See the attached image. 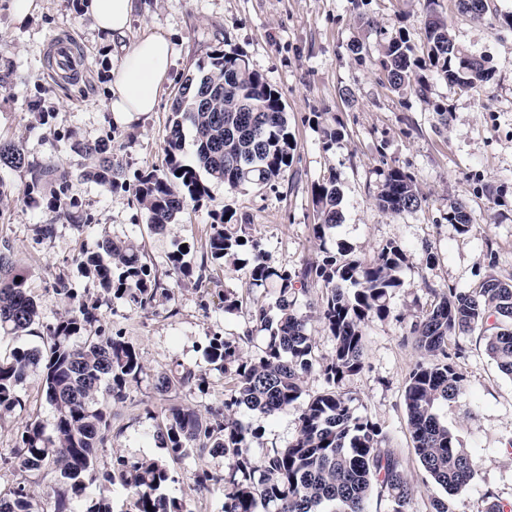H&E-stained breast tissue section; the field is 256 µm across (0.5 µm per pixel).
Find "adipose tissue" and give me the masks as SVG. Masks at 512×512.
Returning <instances> with one entry per match:
<instances>
[{"label":"adipose tissue","mask_w":512,"mask_h":512,"mask_svg":"<svg viewBox=\"0 0 512 512\" xmlns=\"http://www.w3.org/2000/svg\"><path fill=\"white\" fill-rule=\"evenodd\" d=\"M134 7V0H86L84 4L96 30L107 37L125 34ZM172 55L171 42L161 32L146 33L126 47L111 71L110 111L116 115L155 111L158 89L168 75Z\"/></svg>","instance_id":"adipose-tissue-1"}]
</instances>
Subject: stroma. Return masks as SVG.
<instances>
[{
  "label": "stroma",
  "instance_id": "obj_1",
  "mask_svg": "<svg viewBox=\"0 0 512 512\" xmlns=\"http://www.w3.org/2000/svg\"><path fill=\"white\" fill-rule=\"evenodd\" d=\"M492 17L475 19L457 10L454 0H438L455 43L484 59L492 77L481 87L461 91L430 78L425 95L393 91L379 66L384 40L405 33L419 43L421 0H136L128 39L161 31L172 43L174 63L158 92V106L147 114L115 122L107 108L112 57L120 43L102 42L83 0H34L23 20L13 15L12 0H0V140L22 145L31 161L49 162L71 174L69 194L81 205L89 227L57 225L41 239L33 225L51 220L44 205L26 198L24 170H0L8 187L0 197V239L10 240L13 262L29 271L27 287L42 303V321L54 323L65 304L49 289L66 273L78 298L99 302L102 327L123 336L143 366L138 384L124 402L112 406V450L100 452L98 468L111 465L113 452L128 457L160 455L153 434L170 405L203 410L222 405L226 380L204 358L209 336L238 339L244 357L259 358L264 334L248 308L228 313L224 291L274 307L273 288L249 289L246 268L208 267L205 287L195 278L171 275L168 257L187 245L188 261L199 265L208 251L211 214L229 210L248 221L264 251V261L292 270L318 261L324 251L344 247L369 260L395 242L406 251L391 295V313L364 328L363 367L348 376L342 390L355 415L376 423L415 487L411 512H430V500L443 491L425 481L414 452L404 392L421 354L407 334L415 316L429 308L436 288H473L489 271L512 274V29L494 17L512 13V0H491ZM65 35L77 44L87 71L78 82H54L45 56L50 37ZM367 47L351 52L352 42ZM242 52L254 70L282 96L294 139L293 163L276 186L233 193L210 183V197L188 209L166 233H155L130 193L109 192L83 176L89 162L73 150L75 141L112 140V157L126 176L146 167H164V140L174 97L184 77L212 51ZM448 123L439 125L438 108ZM340 131L323 139L324 127ZM399 168L417 182L421 209L392 214L376 204L389 169ZM336 173L342 219L326 241L314 239L317 223L312 187ZM462 203L472 228L461 232L448 223V208ZM131 239L144 251L153 272L162 276L169 297L141 310L102 293L85 277L77 256L97 251L102 235ZM494 260H487V253ZM462 348L452 361L465 382L440 417L468 448L476 467L473 479L449 499L453 512H483L486 494L512 503V379L488 356L479 334L459 337ZM200 371L204 390L183 389L162 395L157 376L174 362ZM23 410L0 418V455L17 446L23 421L33 417L52 427L54 413L45 400L41 373L21 386ZM300 406L267 417L244 412L240 418L262 432L253 457L284 448L299 432ZM174 476L169 495L185 501L189 512H221L224 490H197L194 475L224 468L223 456L191 452L168 460Z\"/></svg>",
  "mask_w": 512,
  "mask_h": 512
}]
</instances>
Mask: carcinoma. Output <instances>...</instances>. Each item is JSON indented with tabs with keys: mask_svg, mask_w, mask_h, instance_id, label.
<instances>
[{
	"mask_svg": "<svg viewBox=\"0 0 512 512\" xmlns=\"http://www.w3.org/2000/svg\"><path fill=\"white\" fill-rule=\"evenodd\" d=\"M422 51L402 33L381 47L379 60L391 89L410 87L422 95L428 89L424 68L460 90L473 89L489 79L484 60L461 55L450 33L449 18L436 10V0H422ZM459 12L476 19L490 10V0H456ZM194 132L197 166L182 162L184 124ZM112 136L76 149L90 160L85 176L112 192L132 194L157 233L188 207L203 205L209 187L201 179L220 182L231 192L262 190L283 179L293 161L294 141L280 93L251 70L235 49L216 50L185 78L173 107L164 141L165 167L145 169L129 182L122 167L112 161ZM0 168L28 173L26 194L44 198L53 213L47 224L34 225L36 235H53L56 223L77 228L78 203L68 194L69 173L50 163L26 160L23 148L0 141ZM319 222L311 225L313 237L325 242L340 223V192L336 175L312 189ZM423 197L414 178L399 168L390 169L377 197V205L394 214L421 206ZM227 210L212 213L207 264L248 266L251 288H278V313L272 317L265 305L254 302L249 312L257 329L266 332L263 355L248 359L235 339L213 336L204 357L227 378L224 405L202 417L191 407H172L157 426L160 447L172 456L208 450L224 456V471L206 469L195 476L199 488L224 487L222 512H368L371 496L385 500L388 512H408L414 487L399 458L384 446L382 430L368 419L353 415L342 381L363 365L364 326L390 314L389 299L403 286L398 276L406 256L400 245L387 244L369 262L350 255L346 248L325 252L322 260L291 271L274 269L259 255L251 225L232 223ZM448 222L460 231L472 228L465 207L448 210ZM9 241L0 242V340L29 335L41 325V305L26 287V274L10 257ZM184 248L169 255L176 274L189 276L191 263ZM78 267L98 281L104 293L140 308L151 305L169 289L152 273L145 254L131 241L104 238L99 252L76 258ZM310 288L322 290L316 316L334 337L329 360L317 358L307 334L308 318L296 309V294ZM52 292L70 308L57 322L45 326V347H15L0 355V411L22 406L19 387L27 376L43 375L46 401L54 409V424L46 431L36 419L22 426L19 448L0 465L16 472L52 477L55 512H75L72 499H83L81 512H114L103 489L126 494L120 512H188L183 500L168 495L174 477L167 457L131 459L112 452V467H95L99 450L112 446L110 406L126 399L127 389L143 372L132 345L120 336H108L99 325L97 303L78 300L63 276ZM434 301L410 327V339L423 353L405 387V405L413 448L432 484L449 495L462 490L473 478L475 460L469 450L441 420V405L455 398L464 376L448 358V341L475 331L481 334L488 356L499 371L512 378V274L489 275L467 291L433 290ZM319 365L325 388L311 396L299 416L296 439L286 448H271L258 460L248 448L261 433L237 418L241 411L276 416L288 412L302 395L301 376ZM206 379L184 364L159 375L155 388L161 394ZM100 491H94V488ZM0 512H38L26 479L0 495Z\"/></svg>",
	"mask_w": 512,
	"mask_h": 512,
	"instance_id": "cac0c4a2",
	"label": "carcinoma"
}]
</instances>
